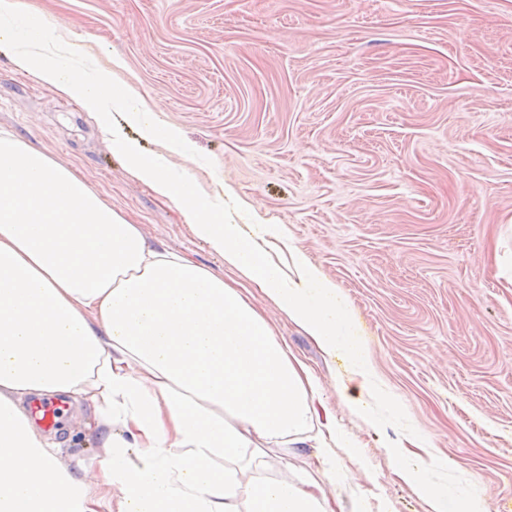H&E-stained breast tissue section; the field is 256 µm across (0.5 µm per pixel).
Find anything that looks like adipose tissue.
<instances>
[{
    "instance_id": "ef3b65f1",
    "label": "adipose tissue",
    "mask_w": 512,
    "mask_h": 512,
    "mask_svg": "<svg viewBox=\"0 0 512 512\" xmlns=\"http://www.w3.org/2000/svg\"><path fill=\"white\" fill-rule=\"evenodd\" d=\"M21 70L95 114L144 184L175 201L195 236L243 272L327 354H342L341 389L365 394L385 429L398 403L376 379L351 310L300 249L287 266L171 166L180 132L147 120L108 72L76 65L19 0H0V50ZM138 129L132 139L127 129ZM162 142L151 157L142 140ZM61 393L88 402L108 432L105 456L71 471L19 404ZM268 322L222 277L167 249L114 212L70 169L0 130V512H98L87 478L120 486L117 512H335L321 485L261 476L262 448L339 439L335 418ZM413 439L388 440L396 475L427 512H488L473 487L441 480L451 464H415ZM254 469L248 486L238 480Z\"/></svg>"
}]
</instances>
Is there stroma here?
<instances>
[{
	"mask_svg": "<svg viewBox=\"0 0 512 512\" xmlns=\"http://www.w3.org/2000/svg\"><path fill=\"white\" fill-rule=\"evenodd\" d=\"M94 68L178 128L170 154L242 223L281 225L338 285L392 423L427 438L512 512V0H20ZM0 129L72 169L150 242L242 291L309 372L350 445L330 481L344 512H427L393 472L389 449L338 392L329 357L277 305L199 241L173 201L140 182L94 115L0 52ZM92 406L70 403L51 430L60 460L102 455Z\"/></svg>",
	"mask_w": 512,
	"mask_h": 512,
	"instance_id": "stroma-1",
	"label": "stroma"
}]
</instances>
